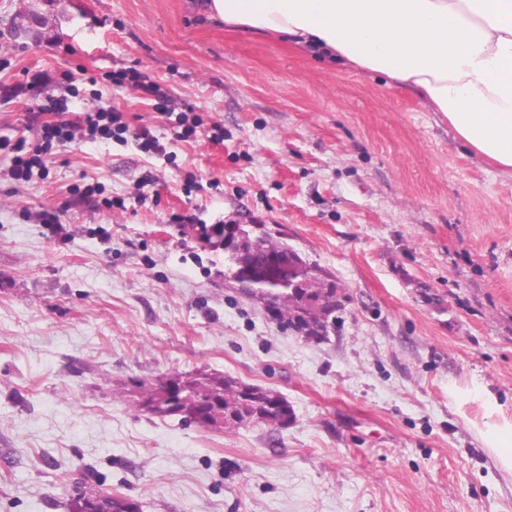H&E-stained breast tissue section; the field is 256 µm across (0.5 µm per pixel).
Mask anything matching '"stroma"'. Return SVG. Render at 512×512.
<instances>
[{"label": "stroma", "mask_w": 512, "mask_h": 512, "mask_svg": "<svg viewBox=\"0 0 512 512\" xmlns=\"http://www.w3.org/2000/svg\"><path fill=\"white\" fill-rule=\"evenodd\" d=\"M197 5L0 0V139L70 84V111L131 132L57 145L23 184L0 153V512H68L80 484L142 512H512L478 435L512 424V172L385 76ZM125 69L196 135L113 86ZM200 223L266 225L335 283L328 340L225 281ZM200 372L279 393L288 427L138 410V381ZM143 76L139 75L133 71H120L118 73L112 74V82L117 87H126L135 91L142 92L148 96H151L156 100L161 107L168 106V103L171 101V97L169 95V91L167 89H163L162 86L155 82H147L143 80ZM128 84V86H126Z\"/></svg>", "instance_id": "35a3bbf8"}]
</instances>
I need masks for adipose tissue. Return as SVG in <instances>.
Returning <instances> with one entry per match:
<instances>
[{
    "instance_id": "adipose-tissue-1",
    "label": "adipose tissue",
    "mask_w": 512,
    "mask_h": 512,
    "mask_svg": "<svg viewBox=\"0 0 512 512\" xmlns=\"http://www.w3.org/2000/svg\"><path fill=\"white\" fill-rule=\"evenodd\" d=\"M204 10L388 77L512 170V0H205Z\"/></svg>"
}]
</instances>
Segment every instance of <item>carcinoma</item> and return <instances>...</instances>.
<instances>
[{
  "label": "carcinoma",
  "instance_id": "carcinoma-1",
  "mask_svg": "<svg viewBox=\"0 0 512 512\" xmlns=\"http://www.w3.org/2000/svg\"><path fill=\"white\" fill-rule=\"evenodd\" d=\"M242 250L253 255V260H239L236 257L224 259L227 276L234 281H252L264 273L263 258L267 255H290L301 283V294L270 300L260 296L267 312L289 329H294L308 337L306 331L309 319L321 312L327 316L334 312L333 300L336 299V286L325 283L312 276L306 263L288 244L276 242L264 228L258 227L242 243ZM187 384L184 399L179 407L171 411L161 404L164 384L158 382H140L144 389L139 409L159 417L177 416L186 420V416L204 410L210 411L209 424L212 427L245 426L256 416L266 413L271 416L269 425H277L278 412L271 411L272 403L281 396L272 390L257 394L247 393V385L217 374L198 373L185 379Z\"/></svg>",
  "mask_w": 512,
  "mask_h": 512
}]
</instances>
